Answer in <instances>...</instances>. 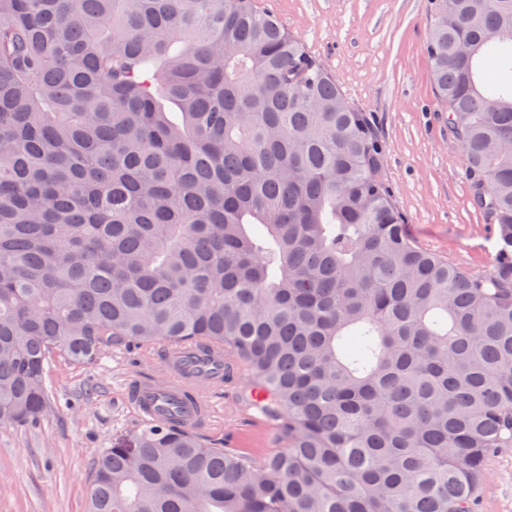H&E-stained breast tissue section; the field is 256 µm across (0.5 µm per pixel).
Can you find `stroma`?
I'll list each match as a JSON object with an SVG mask.
<instances>
[{
	"mask_svg": "<svg viewBox=\"0 0 512 512\" xmlns=\"http://www.w3.org/2000/svg\"><path fill=\"white\" fill-rule=\"evenodd\" d=\"M298 36L368 116L382 153V175L416 245L471 271L492 268L494 227L470 202L469 158L448 132L425 51L427 0H259ZM163 369L156 357L115 352L91 366L55 361L47 379L54 408L38 424L0 425V512H85L98 456L114 433L137 429L125 402L134 379ZM251 375L219 395L204 443L262 463L284 443L252 416ZM476 512H512V447L491 452Z\"/></svg>",
	"mask_w": 512,
	"mask_h": 512,
	"instance_id": "obj_1",
	"label": "stroma"
}]
</instances>
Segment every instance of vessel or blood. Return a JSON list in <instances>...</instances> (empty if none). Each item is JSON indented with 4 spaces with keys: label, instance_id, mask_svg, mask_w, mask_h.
<instances>
[{
    "label": "vessel or blood",
    "instance_id": "b4317fda",
    "mask_svg": "<svg viewBox=\"0 0 512 512\" xmlns=\"http://www.w3.org/2000/svg\"><path fill=\"white\" fill-rule=\"evenodd\" d=\"M162 354L166 373L153 382L131 381L127 404L147 421L204 424L213 411V394L223 392L225 376H238V369H225L224 352L217 347L205 352L194 344L168 346Z\"/></svg>",
    "mask_w": 512,
    "mask_h": 512
}]
</instances>
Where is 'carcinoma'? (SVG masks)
<instances>
[{
	"mask_svg": "<svg viewBox=\"0 0 512 512\" xmlns=\"http://www.w3.org/2000/svg\"><path fill=\"white\" fill-rule=\"evenodd\" d=\"M429 3L488 272L413 243L364 112L255 0H0V425L55 359L200 341L285 444L144 424L87 512H474L512 447V0Z\"/></svg>",
	"mask_w": 512,
	"mask_h": 512,
	"instance_id": "obj_1",
	"label": "carcinoma"
}]
</instances>
